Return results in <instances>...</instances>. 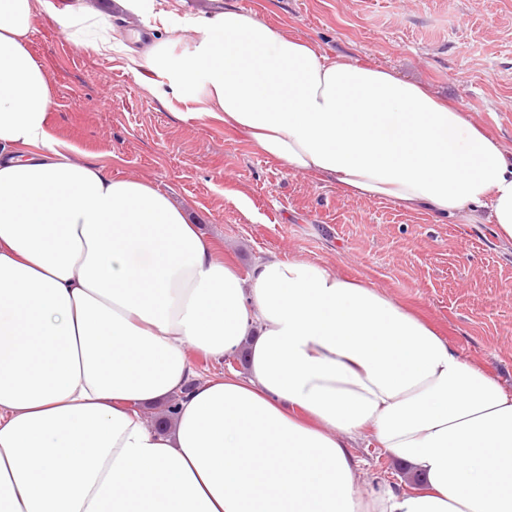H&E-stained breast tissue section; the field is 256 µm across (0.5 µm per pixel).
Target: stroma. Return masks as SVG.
I'll return each instance as SVG.
<instances>
[{"label":"stroma","mask_w":512,"mask_h":512,"mask_svg":"<svg viewBox=\"0 0 512 512\" xmlns=\"http://www.w3.org/2000/svg\"><path fill=\"white\" fill-rule=\"evenodd\" d=\"M170 3L190 16L232 6L329 53L377 63L512 149V0ZM30 48L54 101L48 133L74 160L169 192L240 274L262 258L308 259L373 285L512 390V247L492 225L351 198L290 172L166 80L75 44L45 15Z\"/></svg>","instance_id":"1"}]
</instances>
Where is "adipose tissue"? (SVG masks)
Returning <instances> with one entry per match:
<instances>
[{"label":"adipose tissue","instance_id":"ef3b65f1","mask_svg":"<svg viewBox=\"0 0 512 512\" xmlns=\"http://www.w3.org/2000/svg\"><path fill=\"white\" fill-rule=\"evenodd\" d=\"M122 2L189 34L151 71L288 170L512 245V153L458 107L249 12ZM40 13L123 49L97 12L0 0V512H512V393L375 287L276 257L241 277L169 193L75 161ZM242 352V375L192 362ZM367 431L417 485L362 470Z\"/></svg>","mask_w":512,"mask_h":512}]
</instances>
